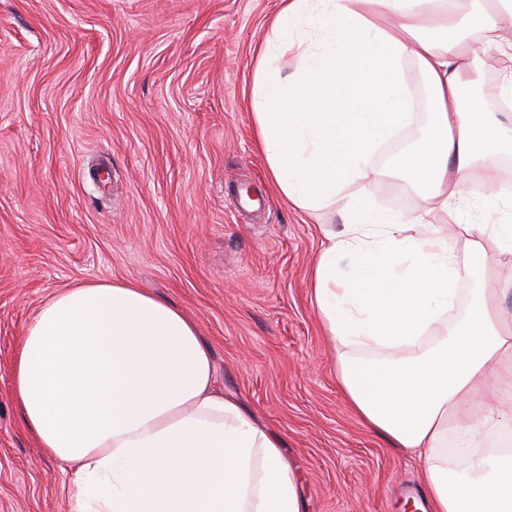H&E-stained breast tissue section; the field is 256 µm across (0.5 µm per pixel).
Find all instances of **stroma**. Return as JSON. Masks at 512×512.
Instances as JSON below:
<instances>
[{"label": "stroma", "instance_id": "obj_1", "mask_svg": "<svg viewBox=\"0 0 512 512\" xmlns=\"http://www.w3.org/2000/svg\"><path fill=\"white\" fill-rule=\"evenodd\" d=\"M278 0H0V512H71L68 476L12 396L27 323L78 283L130 281L182 310L215 386L279 436L302 512H406L421 462L346 403L309 286L349 199L417 211L402 180L343 184L317 214L272 187L253 67ZM418 110L370 164L417 142Z\"/></svg>", "mask_w": 512, "mask_h": 512}]
</instances>
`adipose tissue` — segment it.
<instances>
[{"instance_id": "1", "label": "adipose tissue", "mask_w": 512, "mask_h": 512, "mask_svg": "<svg viewBox=\"0 0 512 512\" xmlns=\"http://www.w3.org/2000/svg\"><path fill=\"white\" fill-rule=\"evenodd\" d=\"M332 33L313 51L309 10ZM512 0H281L254 69L258 145L278 192L297 208L330 204L347 181L376 176L370 155L416 110L406 65L421 73L432 121L394 166L425 193L417 213L380 217L350 200L311 275L316 309L354 412L394 447L417 453L430 512H512V450L490 448L507 422L486 401L512 376V321L490 276L512 254V198L493 173L512 155V68L481 79L480 44L512 58L499 24ZM295 57L291 74L280 63ZM456 252L435 209H463ZM472 282L460 318L445 323ZM389 349L364 363L354 352ZM13 394L45 453L69 468L72 512H300L280 441L216 391L209 349L168 301L124 282L82 283L47 300L25 328ZM465 445L458 470L450 433ZM434 221L436 224H441L445 229L448 225L458 224V222H479L480 217V202L474 200L470 203L469 207L461 213H455L454 211L435 210L433 213Z\"/></svg>"}]
</instances>
